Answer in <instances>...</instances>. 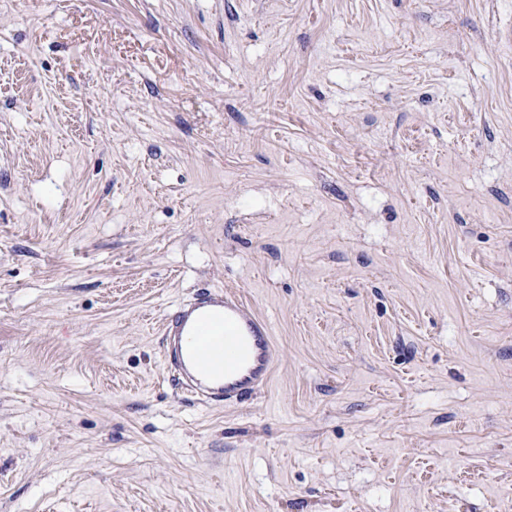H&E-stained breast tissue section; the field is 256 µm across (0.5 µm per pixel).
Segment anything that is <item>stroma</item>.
<instances>
[{"instance_id":"1","label":"stroma","mask_w":512,"mask_h":512,"mask_svg":"<svg viewBox=\"0 0 512 512\" xmlns=\"http://www.w3.org/2000/svg\"><path fill=\"white\" fill-rule=\"evenodd\" d=\"M0 512H512V0H0ZM161 335L166 367L203 404L238 402L267 385L279 358L269 324L229 289L179 303Z\"/></svg>"}]
</instances>
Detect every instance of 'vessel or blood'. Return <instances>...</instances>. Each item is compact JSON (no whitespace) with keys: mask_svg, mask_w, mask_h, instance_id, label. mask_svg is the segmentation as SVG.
Instances as JSON below:
<instances>
[{"mask_svg":"<svg viewBox=\"0 0 512 512\" xmlns=\"http://www.w3.org/2000/svg\"><path fill=\"white\" fill-rule=\"evenodd\" d=\"M161 335L166 367L203 404H231L267 385L279 358L269 324L229 289L179 303Z\"/></svg>","mask_w":512,"mask_h":512,"instance_id":"obj_1","label":"vessel or blood"}]
</instances>
